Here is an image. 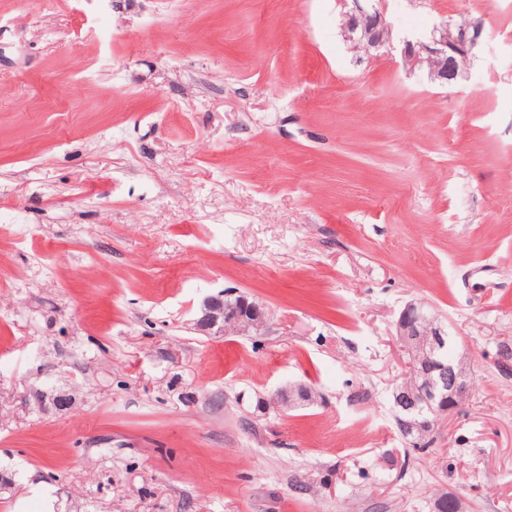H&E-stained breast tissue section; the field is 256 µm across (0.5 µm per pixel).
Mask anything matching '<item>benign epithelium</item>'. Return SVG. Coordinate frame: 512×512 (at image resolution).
I'll list each match as a JSON object with an SVG mask.
<instances>
[{
	"label": "benign epithelium",
	"instance_id": "obj_1",
	"mask_svg": "<svg viewBox=\"0 0 512 512\" xmlns=\"http://www.w3.org/2000/svg\"><path fill=\"white\" fill-rule=\"evenodd\" d=\"M351 2L347 13L345 34L348 40L365 49H380L391 42V26L384 13L385 0H342ZM480 30L464 26L454 34L448 28L440 30L429 41L417 45L409 44L405 50L408 57L427 65L431 78L443 83L454 82L458 75V60L466 58L474 48ZM429 311L422 303L407 304L397 322V336L405 351L413 357L410 367L414 371L416 386L396 387L392 391L393 407L397 409L395 423L400 433L413 434L432 425L424 418L425 406L440 401L443 409L434 414L442 420L445 414L458 411L471 389V373L461 365L434 364L431 354L435 341L446 335L445 328L437 325L430 330ZM266 323L264 309L244 295L230 291L206 299L201 315L196 320L197 328L209 335H220L233 331L241 335L258 334ZM310 389L303 385L277 390L266 405L286 411L309 404Z\"/></svg>",
	"mask_w": 512,
	"mask_h": 512
}]
</instances>
